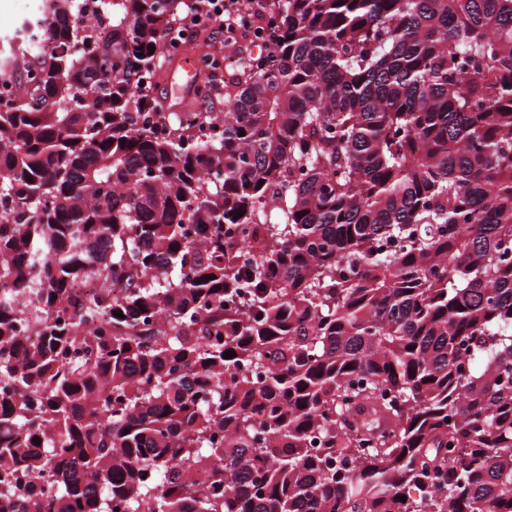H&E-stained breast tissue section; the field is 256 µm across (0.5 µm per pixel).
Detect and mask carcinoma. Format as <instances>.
Listing matches in <instances>:
<instances>
[{"label": "carcinoma", "instance_id": "1", "mask_svg": "<svg viewBox=\"0 0 512 512\" xmlns=\"http://www.w3.org/2000/svg\"><path fill=\"white\" fill-rule=\"evenodd\" d=\"M196 4L0 101V512H512V0H270L159 112ZM238 47V48H237ZM257 52V47L255 46V43L253 40H246L243 43L238 44L237 46H231L229 48H226V59L224 61V68L221 70V76L220 77H212L207 72H201L199 76H197V86L194 91V95L190 102L186 105L189 108L185 110H177L173 111L170 109V106H167L164 103V100L167 98V86H166V79H167V71L168 68L176 62L180 56L176 54H168L167 57L162 58L161 60V67L164 69L165 78L164 80L160 81L159 89L155 91V96L159 97L161 103L163 104L162 108L165 112H186L190 109L198 111L201 110V100L202 98L197 93V88L200 86L201 88H204L205 85H208L212 82H217L222 84L224 82V79H227L229 77V73L237 70L239 68V63L242 61V58L251 56L252 54H255ZM177 69H175L172 73H175L176 71L179 72L180 78H181V85L179 86L178 90L180 93V96L185 95L188 91H191L194 89V79L196 77V71L194 68V63L191 57H183L177 61ZM169 77V83L172 85L171 75ZM226 77V78H225ZM185 106V107H186Z\"/></svg>", "mask_w": 512, "mask_h": 512}]
</instances>
